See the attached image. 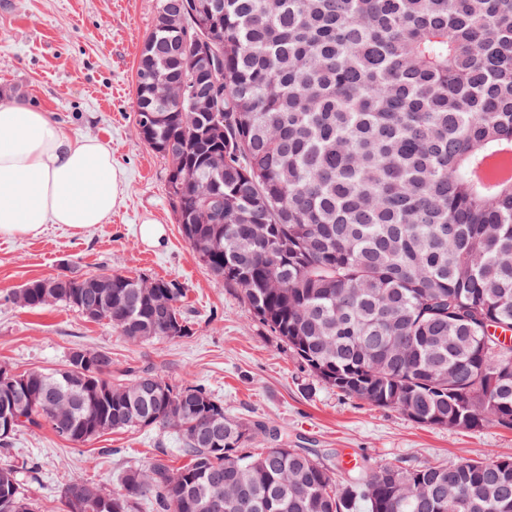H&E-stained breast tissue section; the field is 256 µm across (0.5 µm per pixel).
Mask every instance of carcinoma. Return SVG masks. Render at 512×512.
Masks as SVG:
<instances>
[{
    "label": "carcinoma",
    "mask_w": 512,
    "mask_h": 512,
    "mask_svg": "<svg viewBox=\"0 0 512 512\" xmlns=\"http://www.w3.org/2000/svg\"><path fill=\"white\" fill-rule=\"evenodd\" d=\"M136 69V118L154 114L167 192L185 241L239 292L318 380L358 401L448 430L512 429V0H158ZM213 17L224 48L223 110L197 112L158 88L194 84L187 43ZM224 160V173L210 169ZM12 293L64 305L127 341L189 335L186 289L109 268ZM68 355L55 372L0 365L5 447L49 427L82 445L155 428L188 464L127 468L110 493L74 480L62 512H512V456L334 472L278 431L224 415L198 385L143 371L112 383V356ZM71 395L64 421L47 394ZM273 441L247 451L258 437ZM11 461L0 512H35Z\"/></svg>",
    "instance_id": "carcinoma-1"
}]
</instances>
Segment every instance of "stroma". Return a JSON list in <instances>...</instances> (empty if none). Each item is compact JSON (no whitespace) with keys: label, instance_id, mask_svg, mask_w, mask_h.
Returning <instances> with one entry per match:
<instances>
[{"label":"stroma","instance_id":"obj_1","mask_svg":"<svg viewBox=\"0 0 512 512\" xmlns=\"http://www.w3.org/2000/svg\"><path fill=\"white\" fill-rule=\"evenodd\" d=\"M156 7L157 0H0V97L54 113L70 134L98 138L125 174L111 223L82 236L61 224L35 236H0V364L52 371L73 348L104 350L112 356L113 380L149 370L175 385L204 386L226 413L275 426L289 447L312 449L332 466L344 456L418 467L512 454V429L426 427L316 379L239 294L199 264L167 196V164L136 133V68ZM148 217L164 225V247L142 243ZM103 268L184 284L191 335L134 345L74 309L29 310L10 298L36 278ZM10 457L33 461L20 480L38 512H61V492L71 480L109 493L128 467L159 457L174 467L187 462L173 436L151 428L108 432L82 446L46 427L24 430L0 448V462Z\"/></svg>","mask_w":512,"mask_h":512}]
</instances>
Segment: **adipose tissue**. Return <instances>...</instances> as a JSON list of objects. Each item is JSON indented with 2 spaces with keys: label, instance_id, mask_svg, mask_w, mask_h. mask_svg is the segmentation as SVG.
<instances>
[{
  "label": "adipose tissue",
  "instance_id": "obj_1",
  "mask_svg": "<svg viewBox=\"0 0 512 512\" xmlns=\"http://www.w3.org/2000/svg\"><path fill=\"white\" fill-rule=\"evenodd\" d=\"M124 188L98 138L70 135L24 101H0V235L37 234L48 224L85 234L111 222Z\"/></svg>",
  "mask_w": 512,
  "mask_h": 512
}]
</instances>
